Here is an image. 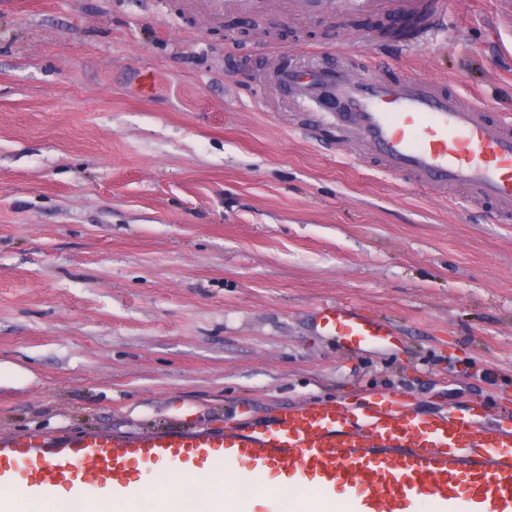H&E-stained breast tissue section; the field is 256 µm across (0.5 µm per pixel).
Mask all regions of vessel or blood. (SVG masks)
I'll return each instance as SVG.
<instances>
[{
	"instance_id": "1",
	"label": "vessel or blood",
	"mask_w": 512,
	"mask_h": 512,
	"mask_svg": "<svg viewBox=\"0 0 512 512\" xmlns=\"http://www.w3.org/2000/svg\"><path fill=\"white\" fill-rule=\"evenodd\" d=\"M293 2L299 12L334 16L370 12L376 0ZM387 2L401 18L433 19L446 9L445 0ZM262 74L311 106L339 107L349 140L385 170L419 186L465 187L496 218L512 215V124L457 90L433 80L388 79L374 69H298L279 52L268 56ZM320 322L355 350L393 336L371 313L347 307L324 306ZM218 460L249 480L273 472L286 487L307 482L343 490L351 512H403L421 495L435 512H457L462 499L470 512H512V429L489 431L475 412L422 416L378 393L358 412L338 399H313L278 410L267 423L221 433L0 435V487L37 503L73 501L95 512L89 489L111 493L116 506L135 494L130 462L206 474Z\"/></svg>"
}]
</instances>
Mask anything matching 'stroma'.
<instances>
[{
    "label": "stroma",
    "mask_w": 512,
    "mask_h": 512,
    "mask_svg": "<svg viewBox=\"0 0 512 512\" xmlns=\"http://www.w3.org/2000/svg\"><path fill=\"white\" fill-rule=\"evenodd\" d=\"M288 3L0 0V433H220L367 392L512 428V223L362 159L253 68L361 54L512 118V0H449L404 44L389 15ZM326 305L395 344L348 348ZM131 470L169 507L218 494ZM320 322L323 329L338 336L352 349L362 350L369 345L391 342L390 328L370 312L334 306L321 309Z\"/></svg>",
    "instance_id": "35a3bbf8"
}]
</instances>
